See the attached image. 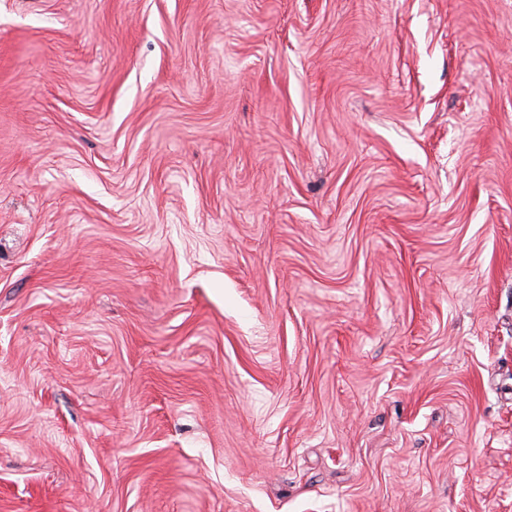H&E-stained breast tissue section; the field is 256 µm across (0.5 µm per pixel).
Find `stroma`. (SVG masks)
<instances>
[{"label": "stroma", "instance_id": "1", "mask_svg": "<svg viewBox=\"0 0 512 512\" xmlns=\"http://www.w3.org/2000/svg\"><path fill=\"white\" fill-rule=\"evenodd\" d=\"M0 512H512V0H0Z\"/></svg>", "mask_w": 512, "mask_h": 512}]
</instances>
